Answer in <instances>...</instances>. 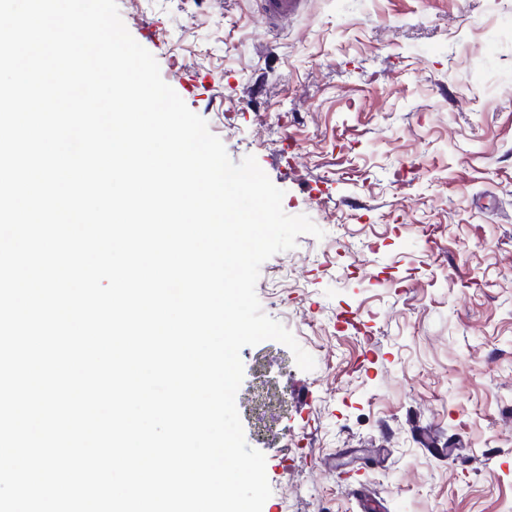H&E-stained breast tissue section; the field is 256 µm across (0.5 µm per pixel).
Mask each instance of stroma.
Returning <instances> with one entry per match:
<instances>
[{
    "instance_id": "obj_1",
    "label": "stroma",
    "mask_w": 512,
    "mask_h": 512,
    "mask_svg": "<svg viewBox=\"0 0 512 512\" xmlns=\"http://www.w3.org/2000/svg\"><path fill=\"white\" fill-rule=\"evenodd\" d=\"M233 162L323 238L256 294L315 360L243 348L262 512H512V0H117ZM302 0H261L262 11L270 24L297 10Z\"/></svg>"
}]
</instances>
